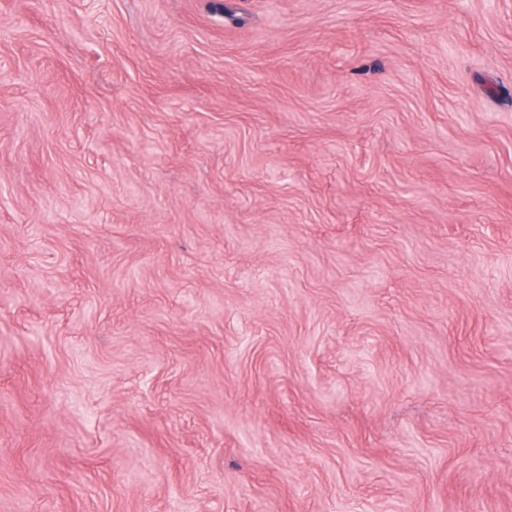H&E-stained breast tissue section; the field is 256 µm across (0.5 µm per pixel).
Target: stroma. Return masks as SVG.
I'll return each instance as SVG.
<instances>
[{"instance_id":"35a3bbf8","label":"stroma","mask_w":512,"mask_h":512,"mask_svg":"<svg viewBox=\"0 0 512 512\" xmlns=\"http://www.w3.org/2000/svg\"><path fill=\"white\" fill-rule=\"evenodd\" d=\"M0 512H512V0H0Z\"/></svg>"}]
</instances>
